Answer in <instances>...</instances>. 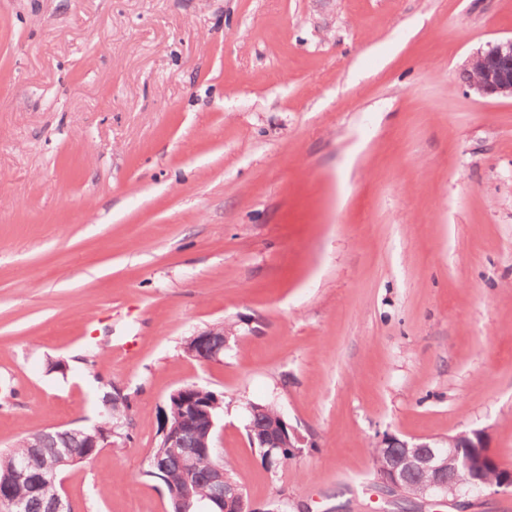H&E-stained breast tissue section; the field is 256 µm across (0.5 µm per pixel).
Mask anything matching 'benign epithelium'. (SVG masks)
<instances>
[{
    "mask_svg": "<svg viewBox=\"0 0 512 512\" xmlns=\"http://www.w3.org/2000/svg\"><path fill=\"white\" fill-rule=\"evenodd\" d=\"M465 83L469 89L481 96H502L512 98V37L498 40L472 55L465 68ZM194 342V357L202 361H216L227 347L229 340L215 344L213 334L198 332L191 337ZM191 388L180 389L183 394L178 421L165 428L163 432L164 447L175 454L184 457V472L189 478L196 470V453L184 448V437L200 425L199 405L190 394ZM252 445L261 449L265 460H270L274 449L298 447L304 438L296 427L289 423L284 414L278 415V420L267 428H258L254 421L246 424ZM476 441L469 442L474 452L468 455L460 454L454 444L467 438V433L460 432L448 437L453 444L451 448L433 446L424 440H403L388 434L381 438L380 443L392 447H401L403 452L394 457L386 466L377 471L380 490L388 496H403L405 488L413 474L423 471L430 474L427 492L442 495L456 502L459 493L456 485L448 481L447 473L453 469H465L469 472L497 463L496 456L490 447V435L485 429L475 434ZM411 448H419L421 452L413 454ZM70 463L66 454L45 460L41 467L32 470L28 461H20L14 468V483L30 488L38 487L56 476L62 466ZM211 482L221 487L220 493L206 500L193 502L186 495L173 499V512H260L253 507L243 486L224 478V470L216 467L211 472ZM24 500L14 497L9 492H0V509L3 512H24Z\"/></svg>",
    "mask_w": 512,
    "mask_h": 512,
    "instance_id": "7a95c632",
    "label": "benign epithelium"
}]
</instances>
